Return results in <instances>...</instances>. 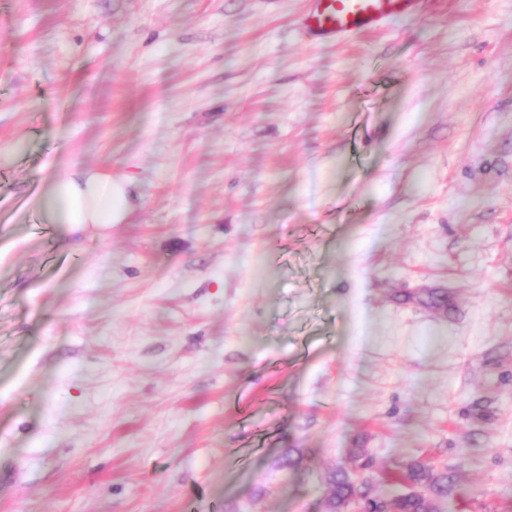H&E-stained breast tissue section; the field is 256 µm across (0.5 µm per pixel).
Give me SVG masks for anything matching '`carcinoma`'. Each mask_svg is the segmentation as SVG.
Masks as SVG:
<instances>
[{"instance_id":"cac0c4a2","label":"carcinoma","mask_w":512,"mask_h":512,"mask_svg":"<svg viewBox=\"0 0 512 512\" xmlns=\"http://www.w3.org/2000/svg\"><path fill=\"white\" fill-rule=\"evenodd\" d=\"M328 483L332 487L330 507L335 510L345 508L352 498L360 494L363 497V506L370 512H430L431 500L448 497L454 478L443 471L430 478L424 494H401L391 498L372 495L368 483L364 484V490H359L346 466L330 472Z\"/></svg>"}]
</instances>
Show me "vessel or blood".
<instances>
[{
    "mask_svg": "<svg viewBox=\"0 0 512 512\" xmlns=\"http://www.w3.org/2000/svg\"><path fill=\"white\" fill-rule=\"evenodd\" d=\"M420 0H312L303 27L315 37L343 39L416 12Z\"/></svg>",
    "mask_w": 512,
    "mask_h": 512,
    "instance_id": "b4317fda",
    "label": "vessel or blood"
}]
</instances>
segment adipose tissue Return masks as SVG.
Returning a JSON list of instances; mask_svg holds the SVG:
<instances>
[{"mask_svg":"<svg viewBox=\"0 0 512 512\" xmlns=\"http://www.w3.org/2000/svg\"><path fill=\"white\" fill-rule=\"evenodd\" d=\"M128 183L110 174L75 168L54 177L49 197L56 223L74 228L121 223L129 209Z\"/></svg>","mask_w":512,"mask_h":512,"instance_id":"obj_1","label":"adipose tissue"}]
</instances>
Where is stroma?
I'll return each mask as SVG.
<instances>
[{"instance_id": "1", "label": "stroma", "mask_w": 512, "mask_h": 512, "mask_svg": "<svg viewBox=\"0 0 512 512\" xmlns=\"http://www.w3.org/2000/svg\"><path fill=\"white\" fill-rule=\"evenodd\" d=\"M308 4L0 0V512H323L415 460L512 512V0ZM76 166L122 223L33 209ZM304 30L315 37L341 40L381 27L390 19L417 11L421 0H311Z\"/></svg>"}]
</instances>
